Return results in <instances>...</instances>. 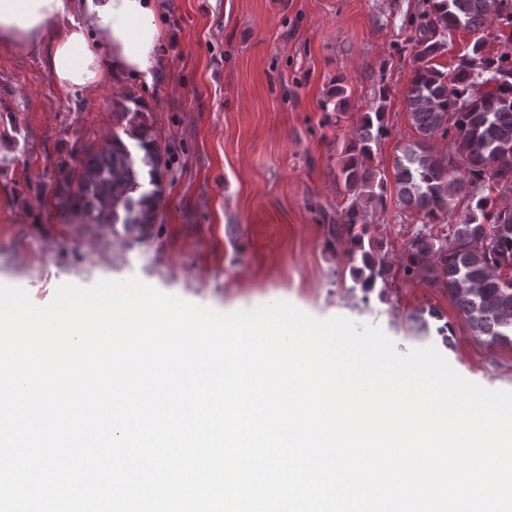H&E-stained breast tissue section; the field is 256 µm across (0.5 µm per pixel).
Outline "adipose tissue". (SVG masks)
I'll return each instance as SVG.
<instances>
[{"label": "adipose tissue", "mask_w": 512, "mask_h": 512, "mask_svg": "<svg viewBox=\"0 0 512 512\" xmlns=\"http://www.w3.org/2000/svg\"><path fill=\"white\" fill-rule=\"evenodd\" d=\"M160 10L161 0H0V49L45 54L65 93L108 68L147 78L165 37Z\"/></svg>", "instance_id": "1"}]
</instances>
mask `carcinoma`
I'll return each mask as SVG.
<instances>
[{
  "mask_svg": "<svg viewBox=\"0 0 512 512\" xmlns=\"http://www.w3.org/2000/svg\"><path fill=\"white\" fill-rule=\"evenodd\" d=\"M512 27V0H420L405 16L411 31L396 45L410 53L413 77L406 99L419 139L394 162L398 205L419 216L420 225L399 263L391 262L382 242L371 235L369 214L386 207L388 183L374 166L381 140L390 133L386 119L389 89H374L371 104L344 137L336 162V187L346 204L342 219L328 225L326 247L348 246L353 286L368 297L401 281L441 285L463 314L471 332L488 346L512 345V34H498L502 51L484 53L481 35L488 19ZM479 34L453 69L435 59L455 30ZM351 89L338 76L322 103L336 120L350 109ZM133 97L114 102L118 130L95 147H85L55 187L61 222L106 227L124 241L151 236L161 203V178L167 159L146 114L131 108ZM448 139V151L434 154L429 142ZM468 205L455 214L453 197ZM446 223L448 233H433Z\"/></svg>",
  "mask_w": 512,
  "mask_h": 512,
  "instance_id": "obj_1",
  "label": "carcinoma"
}]
</instances>
